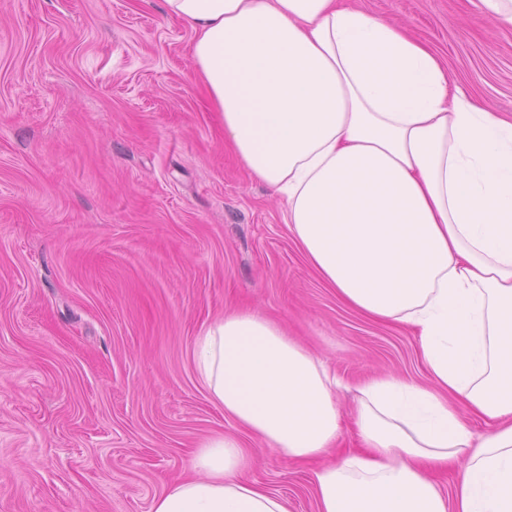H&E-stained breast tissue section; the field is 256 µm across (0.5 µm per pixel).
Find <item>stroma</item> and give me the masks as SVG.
I'll use <instances>...</instances> for the list:
<instances>
[{"label": "stroma", "mask_w": 512, "mask_h": 512, "mask_svg": "<svg viewBox=\"0 0 512 512\" xmlns=\"http://www.w3.org/2000/svg\"><path fill=\"white\" fill-rule=\"evenodd\" d=\"M409 24L466 93L512 115V26L466 0H353ZM192 31L164 0H0V512H151L204 442L316 512L309 466L215 405L193 359L225 312L283 325L346 384L428 383L412 331L322 282L284 209L224 146Z\"/></svg>", "instance_id": "1"}]
</instances>
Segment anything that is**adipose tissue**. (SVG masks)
Here are the masks:
<instances>
[{"label": "adipose tissue", "mask_w": 512, "mask_h": 512, "mask_svg": "<svg viewBox=\"0 0 512 512\" xmlns=\"http://www.w3.org/2000/svg\"><path fill=\"white\" fill-rule=\"evenodd\" d=\"M165 4L191 28L225 142L284 201L306 259L349 307L411 327L430 379L361 385L364 448L325 461L339 380L272 320L233 312L194 351L213 402L268 449L318 460L317 512H512V116L349 0ZM244 463L238 439L208 440L152 512H290Z\"/></svg>", "instance_id": "obj_1"}]
</instances>
